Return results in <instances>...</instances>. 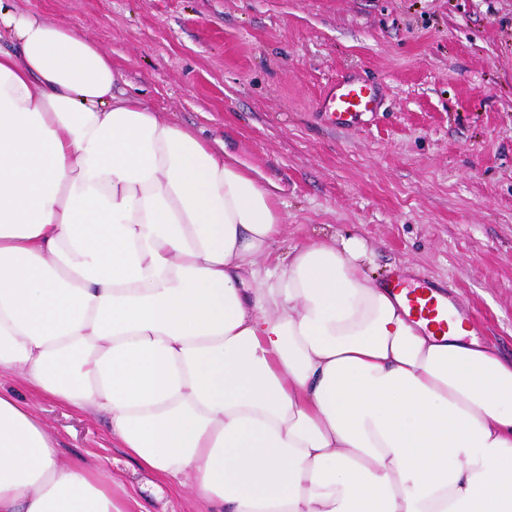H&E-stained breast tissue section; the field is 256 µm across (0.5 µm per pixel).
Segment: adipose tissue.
Returning <instances> with one entry per match:
<instances>
[{
    "instance_id": "1",
    "label": "adipose tissue",
    "mask_w": 512,
    "mask_h": 512,
    "mask_svg": "<svg viewBox=\"0 0 512 512\" xmlns=\"http://www.w3.org/2000/svg\"><path fill=\"white\" fill-rule=\"evenodd\" d=\"M0 377L106 415L206 512H512V360L435 336L362 240L272 248V181L0 0ZM0 394V512H120Z\"/></svg>"
}]
</instances>
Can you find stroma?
Instances as JSON below:
<instances>
[{
	"mask_svg": "<svg viewBox=\"0 0 512 512\" xmlns=\"http://www.w3.org/2000/svg\"><path fill=\"white\" fill-rule=\"evenodd\" d=\"M112 58L126 96L275 183L274 252L363 240L394 269L448 288L478 342L512 359V0H16ZM381 83L363 123L316 112L343 73ZM61 461L112 476L122 512H203L192 482L158 478L106 419L19 377Z\"/></svg>",
	"mask_w": 512,
	"mask_h": 512,
	"instance_id": "1",
	"label": "stroma"
}]
</instances>
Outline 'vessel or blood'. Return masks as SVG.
I'll return each instance as SVG.
<instances>
[{
	"mask_svg": "<svg viewBox=\"0 0 512 512\" xmlns=\"http://www.w3.org/2000/svg\"><path fill=\"white\" fill-rule=\"evenodd\" d=\"M381 92L378 87L354 76H342L322 94L319 107L333 124L351 127L360 123L364 114L379 111ZM410 308L415 320L436 335L448 332V294L427 280L397 278L393 284Z\"/></svg>",
	"mask_w": 512,
	"mask_h": 512,
	"instance_id": "vessel-or-blood-1",
	"label": "vessel or blood"
}]
</instances>
